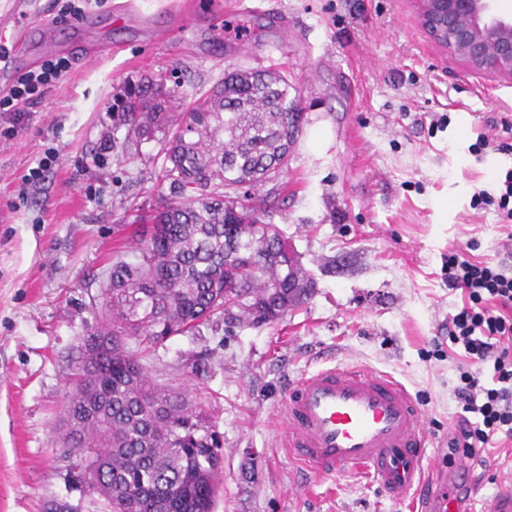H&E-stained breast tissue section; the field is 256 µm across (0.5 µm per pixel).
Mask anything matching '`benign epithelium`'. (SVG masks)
<instances>
[{"label": "benign epithelium", "mask_w": 512, "mask_h": 512, "mask_svg": "<svg viewBox=\"0 0 512 512\" xmlns=\"http://www.w3.org/2000/svg\"><path fill=\"white\" fill-rule=\"evenodd\" d=\"M417 22L467 71L512 81V11L498 0H411Z\"/></svg>", "instance_id": "benign-epithelium-1"}]
</instances>
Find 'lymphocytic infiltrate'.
Wrapping results in <instances>:
<instances>
[{
    "mask_svg": "<svg viewBox=\"0 0 512 512\" xmlns=\"http://www.w3.org/2000/svg\"><path fill=\"white\" fill-rule=\"evenodd\" d=\"M68 69L60 59L28 72L0 96V112L21 121ZM442 269L449 289L461 294L448 317V340L465 357L455 389L458 427L448 449L473 458L498 440L512 442V267L452 250Z\"/></svg>",
    "mask_w": 512,
    "mask_h": 512,
    "instance_id": "f902f5d3",
    "label": "lymphocytic infiltrate"
}]
</instances>
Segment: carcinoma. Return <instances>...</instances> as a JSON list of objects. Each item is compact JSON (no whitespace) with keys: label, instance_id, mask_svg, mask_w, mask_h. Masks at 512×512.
<instances>
[{"label":"carcinoma","instance_id":"1","mask_svg":"<svg viewBox=\"0 0 512 512\" xmlns=\"http://www.w3.org/2000/svg\"><path fill=\"white\" fill-rule=\"evenodd\" d=\"M293 85L278 69H234L192 112L175 111L174 88H127L112 104L125 141L159 131L166 165L160 181L179 192L163 200L150 229L119 254L101 289L109 322L84 338L69 378L79 425L62 424L65 443L93 476L110 512H213L223 443L207 414L177 390L155 383L139 356L224 313L259 326L306 304L315 290L275 224L227 195L256 186L288 163L295 142Z\"/></svg>","mask_w":512,"mask_h":512}]
</instances>
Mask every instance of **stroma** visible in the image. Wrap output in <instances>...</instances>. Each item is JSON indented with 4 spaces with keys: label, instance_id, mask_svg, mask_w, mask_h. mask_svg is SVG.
Masks as SVG:
<instances>
[{
    "label": "stroma",
    "instance_id": "obj_1",
    "mask_svg": "<svg viewBox=\"0 0 512 512\" xmlns=\"http://www.w3.org/2000/svg\"><path fill=\"white\" fill-rule=\"evenodd\" d=\"M46 10L54 47L27 45L15 76L70 68L20 124L0 114V512L45 500L105 512L60 440L66 381L83 337L106 320L100 283L137 217L167 184L160 140L121 154L112 99L128 83L176 75L184 111L225 71L287 70L304 123L287 166L237 189L278 225L317 283L280 322H225L170 338L143 363L184 393L223 440L214 512H409L363 475L314 478L288 450L290 384L328 366L400 382L425 415L441 473L466 467L481 499L512 479V450L449 460L460 351L443 326L460 301L441 276L449 249L512 265L494 210L470 206L512 154H474L477 132L512 122V83L464 73L418 28L408 0H82ZM37 181L26 182L31 168Z\"/></svg>",
    "mask_w": 512,
    "mask_h": 512
}]
</instances>
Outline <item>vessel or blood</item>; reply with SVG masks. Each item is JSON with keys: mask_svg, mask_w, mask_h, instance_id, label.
<instances>
[{"mask_svg": "<svg viewBox=\"0 0 512 512\" xmlns=\"http://www.w3.org/2000/svg\"><path fill=\"white\" fill-rule=\"evenodd\" d=\"M54 44L56 27L42 0H7L0 9V70L10 68L31 28ZM288 446L312 475L366 474L393 500L428 484L430 442L424 415L391 376L361 368H323L303 375L285 397ZM422 512H458L444 486L419 498Z\"/></svg>", "mask_w": 512, "mask_h": 512, "instance_id": "vessel-or-blood-1", "label": "vessel or blood"}]
</instances>
